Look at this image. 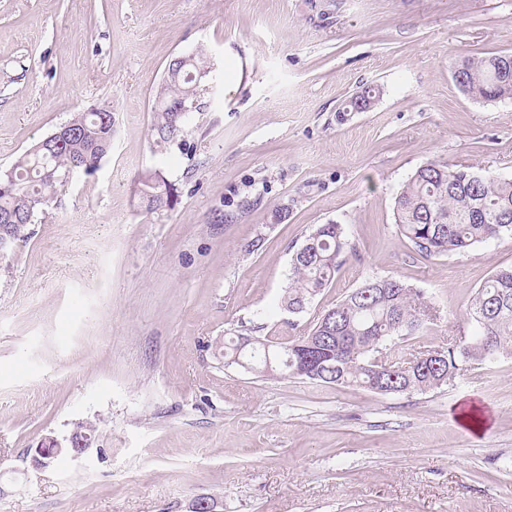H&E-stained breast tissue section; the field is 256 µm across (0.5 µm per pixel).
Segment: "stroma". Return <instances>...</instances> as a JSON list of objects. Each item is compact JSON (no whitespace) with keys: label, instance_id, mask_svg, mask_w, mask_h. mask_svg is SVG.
I'll list each match as a JSON object with an SVG mask.
<instances>
[{"label":"stroma","instance_id":"1","mask_svg":"<svg viewBox=\"0 0 512 512\" xmlns=\"http://www.w3.org/2000/svg\"><path fill=\"white\" fill-rule=\"evenodd\" d=\"M512 53V0H0V171L75 113L111 109V155L74 177L0 268V512H512V356L379 395L225 366L227 336L273 341L372 278L438 312L408 345L461 343L512 234L425 258L393 203L438 157L512 179V101L450 65ZM204 54L184 150L156 152L157 89ZM368 84L367 112L341 106ZM161 172L172 207L141 206ZM355 255L298 314L279 297L319 224ZM95 425L80 458L33 450Z\"/></svg>","mask_w":512,"mask_h":512}]
</instances>
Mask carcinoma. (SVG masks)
Listing matches in <instances>:
<instances>
[{
    "label": "carcinoma",
    "instance_id": "cac0c4a2",
    "mask_svg": "<svg viewBox=\"0 0 512 512\" xmlns=\"http://www.w3.org/2000/svg\"><path fill=\"white\" fill-rule=\"evenodd\" d=\"M460 90L485 101L512 100V53L468 58L451 64ZM209 71L204 56L174 62L155 96L154 144L161 151L183 148L188 121L174 111L183 104L200 110L199 88ZM384 88L367 85L346 101L345 112L359 103L380 98ZM70 134L33 145L12 167L0 172V217L10 218L16 246L30 237V224L57 198L60 187L76 168L94 174L112 152L111 113L93 109L66 121ZM141 199L149 212L169 208L172 185L158 173L141 178ZM400 234L424 257L464 252L478 244L512 233V179L476 173L442 159L417 168L394 200ZM308 255H293L281 305L291 313L332 284L336 273L354 253L340 224H321L304 240ZM424 294L394 277L365 281L322 314L304 336L274 342L261 338L239 350V337L224 341V363L252 364L264 374L266 359L280 361L279 376H299L322 384L360 387L376 394H410L439 388L470 370L471 363L512 356V267L493 273L476 291L467 319L475 323L470 341L452 347L415 352L405 341L433 321Z\"/></svg>",
    "mask_w": 512,
    "mask_h": 512
}]
</instances>
